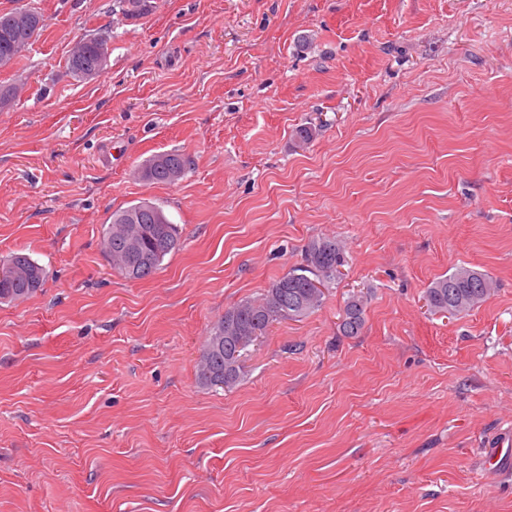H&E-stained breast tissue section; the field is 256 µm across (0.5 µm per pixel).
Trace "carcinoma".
I'll use <instances>...</instances> for the list:
<instances>
[{
	"label": "carcinoma",
	"instance_id": "1",
	"mask_svg": "<svg viewBox=\"0 0 512 512\" xmlns=\"http://www.w3.org/2000/svg\"><path fill=\"white\" fill-rule=\"evenodd\" d=\"M33 13L29 24H15L21 12ZM43 28L37 10L16 8L0 13V55L11 43L32 40ZM68 67L76 75L91 77L102 71L97 46L86 40L79 54L68 58ZM191 165L188 156L178 151L158 154L141 165V177L150 183L173 184V172L184 175ZM135 224L144 230L134 252L126 250L117 227ZM181 236L164 209L150 201H139L112 213L103 230V247L112 267L128 280L150 277L165 256L177 250ZM348 264L345 248L334 237L311 239L305 246L301 262L275 280L263 292L224 310L207 336L197 362L198 383L208 388H230L241 376L242 358L252 336L264 335L269 327L282 320L300 321L322 305L325 289L342 275ZM46 280L45 268L22 250L0 263V302L23 301L36 294ZM497 289L488 274L459 266L446 276L434 280L426 289L425 301L432 311L457 317L485 303ZM366 300L361 295L348 298L338 324L344 336H356L365 323Z\"/></svg>",
	"mask_w": 512,
	"mask_h": 512
}]
</instances>
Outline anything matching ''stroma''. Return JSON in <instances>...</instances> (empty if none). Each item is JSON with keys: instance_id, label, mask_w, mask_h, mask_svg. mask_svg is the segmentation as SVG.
Returning a JSON list of instances; mask_svg holds the SVG:
<instances>
[{"instance_id": "35a3bbf8", "label": "stroma", "mask_w": 512, "mask_h": 512, "mask_svg": "<svg viewBox=\"0 0 512 512\" xmlns=\"http://www.w3.org/2000/svg\"><path fill=\"white\" fill-rule=\"evenodd\" d=\"M151 2L0 0L44 18L0 69V260L47 271L0 304V512H512L485 468L512 442V0ZM172 150L182 179L140 178ZM143 199L181 246L130 281L102 232ZM320 236L349 259L322 306L197 384L225 309ZM459 265L496 293L429 312ZM86 39V44L82 47L79 54L72 53L68 58V67L76 75L81 77H91L102 71L103 67L100 64L98 50L104 53L108 44L105 39H99L97 46L93 42V38ZM191 160L188 156L178 151L166 152L154 155L141 165V177L150 183L174 184L189 169ZM178 172L179 177L174 180L173 172ZM366 300L361 295H351L343 309L338 324L343 336H357L365 323Z\"/></svg>"}]
</instances>
